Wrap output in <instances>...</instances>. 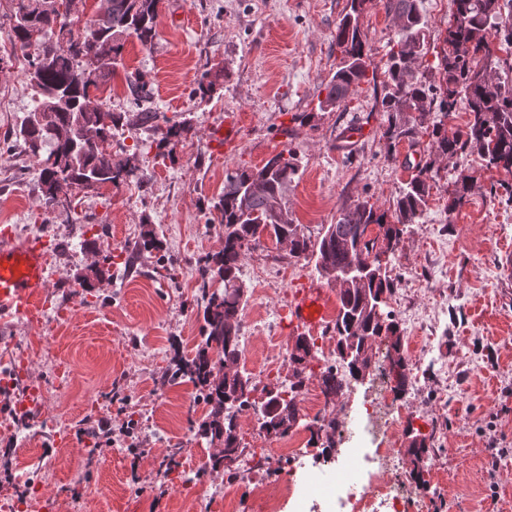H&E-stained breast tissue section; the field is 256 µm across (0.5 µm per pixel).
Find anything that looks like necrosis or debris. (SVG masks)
I'll return each instance as SVG.
<instances>
[{
    "label": "necrosis or debris",
    "mask_w": 512,
    "mask_h": 512,
    "mask_svg": "<svg viewBox=\"0 0 512 512\" xmlns=\"http://www.w3.org/2000/svg\"><path fill=\"white\" fill-rule=\"evenodd\" d=\"M409 414L386 376L372 385L358 422L341 421L338 429L347 443L336 460L335 475L307 473L297 501V512L327 507L328 512H406L416 505L427 512L433 496L446 494L427 466L423 488L412 491L394 448Z\"/></svg>",
    "instance_id": "necrosis-or-debris-1"
}]
</instances>
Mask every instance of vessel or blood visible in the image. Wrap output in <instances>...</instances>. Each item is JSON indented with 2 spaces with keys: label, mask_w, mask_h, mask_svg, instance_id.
<instances>
[{
  "label": "vessel or blood",
  "mask_w": 512,
  "mask_h": 512,
  "mask_svg": "<svg viewBox=\"0 0 512 512\" xmlns=\"http://www.w3.org/2000/svg\"><path fill=\"white\" fill-rule=\"evenodd\" d=\"M48 277V244L43 237L0 233V329L13 319L42 325L47 307L40 290ZM288 313L294 326L313 330L321 327L328 319V299L323 288L314 283L306 285L295 295ZM13 361L21 368L17 383L25 407L39 411L43 405L42 387L28 372L31 356L22 351Z\"/></svg>",
  "instance_id": "vessel-or-blood-1"
}]
</instances>
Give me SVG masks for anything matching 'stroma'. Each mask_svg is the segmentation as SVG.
<instances>
[{
  "label": "stroma",
  "instance_id": "obj_1",
  "mask_svg": "<svg viewBox=\"0 0 512 512\" xmlns=\"http://www.w3.org/2000/svg\"><path fill=\"white\" fill-rule=\"evenodd\" d=\"M384 3L367 0L360 15L375 76L397 38ZM420 8L429 22L420 70L435 83L454 5L421 0ZM349 9L350 0H162L152 45L128 38L122 68L97 95L106 110L155 113L152 123L112 135L113 158L130 159L146 179L69 190L49 212L38 164L18 136L34 107L28 63L11 48L13 0H0V225L44 235L53 260L43 287L51 305L46 322L14 323L11 345H0V364L31 352V374L46 399L43 414L21 423L10 415L0 426V499L35 476L57 512H256L248 492L260 481L276 512H293L280 485L291 462L287 446L298 448L309 470L335 456L305 426L326 406L319 362L305 388L303 422L287 435L266 436L253 413L239 416L241 445L257 468L236 481L245 499L229 504L213 496L226 476L198 466L213 447L189 425L209 408L196 402L190 377H173L172 361L191 360L200 340L197 261L224 247V226L211 208L226 171L295 152L300 172L288 190V213L315 238L357 199L391 208L412 165L427 154L424 141L388 152V115L375 102L373 78L351 89L346 106L320 109L341 58L336 26ZM135 72L150 84L147 101L127 89ZM202 81L213 86L205 96L196 92ZM228 117L240 138L221 147L209 131ZM179 121L190 126L182 144L166 145L168 127ZM439 167L427 209L407 225L393 262L394 275L407 281L390 300L405 350L416 337L432 339L418 387L404 392L410 415L396 448L410 462L413 434L429 436L447 483L429 512H483L487 499L498 512H512V265L502 259L512 249V174L464 154ZM462 175L472 187L462 206L448 210ZM149 235L156 244L143 247ZM239 276L248 288L244 369L262 387L287 378L288 365L272 360L288 355L297 334L288 304L303 282L320 276L314 263L266 237L248 252ZM63 305L71 314L59 325ZM101 419L116 431L133 424L134 445L97 447ZM82 420L88 426L81 436ZM93 484L100 496L89 503L84 491Z\"/></svg>",
  "mask_w": 512,
  "mask_h": 512
}]
</instances>
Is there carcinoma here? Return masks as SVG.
I'll return each instance as SVG.
<instances>
[{
	"mask_svg": "<svg viewBox=\"0 0 512 512\" xmlns=\"http://www.w3.org/2000/svg\"><path fill=\"white\" fill-rule=\"evenodd\" d=\"M161 0H106L96 18L75 28L66 14H49L40 9V0H16L13 37L28 61V79L35 91L34 111L46 113L44 122L26 118L19 137L32 156L38 158L39 180L44 205H55V191L62 182L86 188L88 182L118 184L143 180L145 170L130 159L112 158V130L125 116L108 110H90L92 91H99L123 66L122 49L129 37L142 45L152 44L157 35ZM368 0H350V11L336 27V47L341 61L325 86L323 110L342 105L350 89L366 78L371 66L369 50L360 35L359 18ZM455 9L448 21L441 57L442 82L423 80L419 62L426 53L428 21L419 0H385V10L398 28L383 72L380 105L388 113L383 137L388 151L402 140L411 144L429 136V160L419 164L406 186L399 189L391 213L379 212L364 198L342 208L336 217L335 232L322 234L317 241L298 232L292 218L282 220L277 213L288 209V186L299 172L294 152H279L262 166L228 172L224 193L214 204L224 224V249L200 259L195 302L202 313L200 342L190 363L175 374H188L199 387L198 400L211 406L200 431L210 438L224 437V451L241 457L244 449L238 437L237 416L253 411L283 436L291 420L272 418L280 408L288 416L300 417L298 406L307 380L306 369L315 358L313 339L297 338V352H289L292 374L288 384L275 387L265 408L256 410L243 390L252 380L240 370L239 333L247 304L245 284L238 276L241 263L252 246L267 235L289 241V255L315 261L319 275L336 288L339 301L335 322L336 355L348 375L359 380L361 369L373 358L372 340L390 339L395 358L391 366L401 373L397 387L405 390L409 357L403 335L392 314L384 312L394 292L390 267L378 273L363 265V257L383 241L395 258L405 226L420 219L427 207L430 190L438 175L436 162L458 154L477 156L487 168L512 172V84L501 79L499 69L512 71V63L495 58L493 40L499 49L512 50V0H453ZM36 38L38 51L30 50ZM466 103L469 118L462 127L444 121L427 123L433 106L449 115L458 102ZM471 189L470 179L460 178V186L448 198V210L460 206ZM377 227L371 235V227ZM224 289H215V280ZM231 365L239 376L221 378ZM322 393L343 395V379L329 366L321 372ZM337 421L316 416L306 427L316 437L325 436L328 447L335 446Z\"/></svg>",
	"mask_w": 512,
	"mask_h": 512,
	"instance_id": "carcinoma-1",
	"label": "carcinoma"
}]
</instances>
